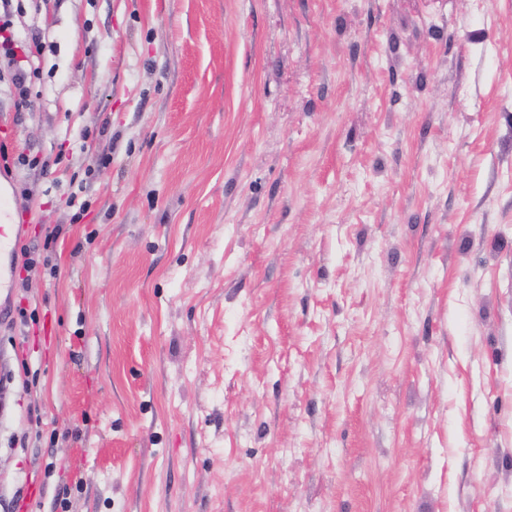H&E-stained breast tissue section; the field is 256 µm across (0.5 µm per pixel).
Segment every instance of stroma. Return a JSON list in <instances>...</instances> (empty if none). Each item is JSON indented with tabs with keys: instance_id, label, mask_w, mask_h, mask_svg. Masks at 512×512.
Segmentation results:
<instances>
[{
	"instance_id": "35a3bbf8",
	"label": "stroma",
	"mask_w": 512,
	"mask_h": 512,
	"mask_svg": "<svg viewBox=\"0 0 512 512\" xmlns=\"http://www.w3.org/2000/svg\"><path fill=\"white\" fill-rule=\"evenodd\" d=\"M14 27L42 47L0 141L62 161L9 177L37 321L0 324V367L21 343L37 382L0 512H512V0Z\"/></svg>"
}]
</instances>
